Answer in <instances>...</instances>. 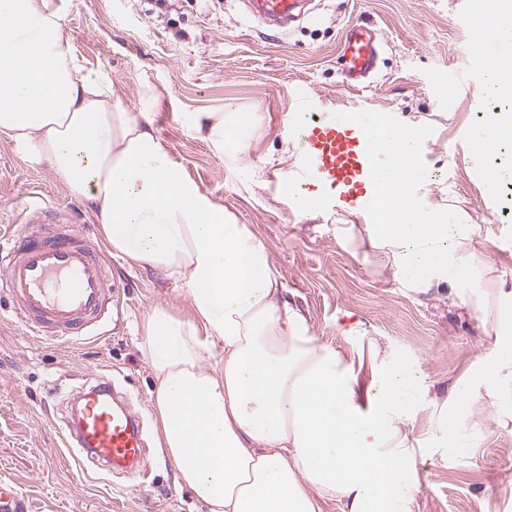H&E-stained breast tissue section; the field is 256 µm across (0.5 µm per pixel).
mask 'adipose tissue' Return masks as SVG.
Wrapping results in <instances>:
<instances>
[{
    "label": "adipose tissue",
    "mask_w": 512,
    "mask_h": 512,
    "mask_svg": "<svg viewBox=\"0 0 512 512\" xmlns=\"http://www.w3.org/2000/svg\"><path fill=\"white\" fill-rule=\"evenodd\" d=\"M365 119L398 159L381 177L372 219L337 225V245L374 256L406 291L455 288L490 348L439 407L429 435L440 449L467 410L512 408V289L477 287L487 269L465 213L420 218L411 130ZM187 121L234 158L259 125L254 112ZM0 136L93 207L113 255L161 273L188 300L186 317L153 307L138 343L179 488L208 512H323L331 501L341 512H413L418 370L374 341L368 374L346 370L283 300L266 244L183 174L145 113L113 100L111 73L84 67L50 0H0Z\"/></svg>",
    "instance_id": "1"
}]
</instances>
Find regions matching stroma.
<instances>
[{"label":"stroma","mask_w":512,"mask_h":512,"mask_svg":"<svg viewBox=\"0 0 512 512\" xmlns=\"http://www.w3.org/2000/svg\"><path fill=\"white\" fill-rule=\"evenodd\" d=\"M64 32L86 67L112 75L113 97L146 113L157 136L189 177L267 245L280 270L283 297L308 313L313 330L345 356L357 374L368 370V342L377 340L422 376L415 433H425L460 378L478 373L486 354L481 320L449 289L410 294L388 273H375L336 243L339 214L330 208L293 211L281 199L279 177L296 145L284 118L298 95L340 110L382 113L426 137L428 179L412 188L426 208L465 212L484 240L481 260L512 272V189L499 186L485 210L478 168L463 154L462 133L492 121L486 78L444 85L470 68V19L479 0H311V11L280 30L254 18L246 0H53ZM379 28L375 75L346 92L340 42L353 24ZM255 112L260 128L242 160L216 156L189 129V112ZM71 212L99 247L107 242L92 207L48 166L32 167L0 138V227L14 220L29 193ZM120 288L110 332L77 344L28 336L0 299V481L14 482L27 512H207L175 484L174 466L149 436L151 480L100 470L81 474L65 463L63 421L77 395L111 380L153 420L152 374L140 353L138 330L154 306L187 315L188 302L160 274L110 257ZM358 331L339 327L344 314ZM465 454H458V446ZM420 491L414 512H512V434L480 408L466 412L447 448H419Z\"/></svg>","instance_id":"35a3bbf8"}]
</instances>
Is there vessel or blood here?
Wrapping results in <instances>:
<instances>
[{
    "mask_svg": "<svg viewBox=\"0 0 512 512\" xmlns=\"http://www.w3.org/2000/svg\"><path fill=\"white\" fill-rule=\"evenodd\" d=\"M253 14L267 26L281 28L299 18L302 0H253ZM497 13L485 6L472 20L476 71L497 63L485 49L486 30ZM341 57L346 82L365 84L375 72L381 43L368 25L349 27ZM286 132L298 150L281 184L303 194L306 204L372 214L381 188V174L395 160L379 148L360 111L339 114L301 99L289 114ZM14 243L0 257V292L6 293L22 325L46 339L76 341L98 335L112 318L117 294L110 265L100 249L73 224L68 211L36 196L22 213ZM79 408L66 420L64 442L71 464L79 471L100 466L116 473L147 475L144 419L111 382L81 394ZM25 502L14 483L0 481V512H23Z\"/></svg>",
    "mask_w": 512,
    "mask_h": 512,
    "instance_id": "b4317fda",
    "label": "vessel or blood"
}]
</instances>
